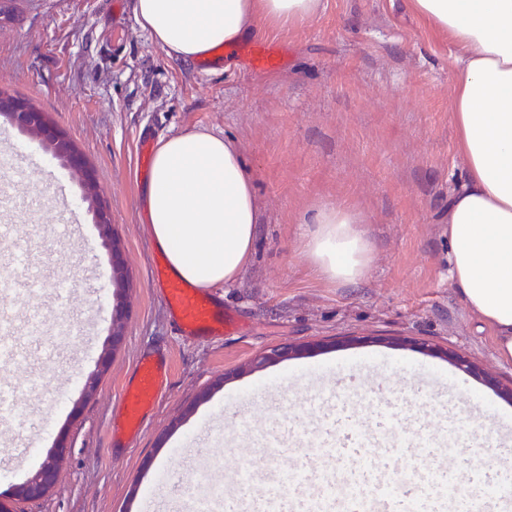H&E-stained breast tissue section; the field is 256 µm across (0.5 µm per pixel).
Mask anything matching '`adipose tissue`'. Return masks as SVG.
Listing matches in <instances>:
<instances>
[{"instance_id": "adipose-tissue-1", "label": "adipose tissue", "mask_w": 512, "mask_h": 512, "mask_svg": "<svg viewBox=\"0 0 512 512\" xmlns=\"http://www.w3.org/2000/svg\"><path fill=\"white\" fill-rule=\"evenodd\" d=\"M320 0H134L139 26L166 55L192 63L230 49L257 21L314 15ZM458 50L451 112L467 181L448 205L449 274L512 361V0H408ZM148 234L172 274L199 288L234 284L250 263L259 211L231 139L198 129L160 139L143 189ZM305 255L325 280L363 275L371 246L341 208L313 218Z\"/></svg>"}]
</instances>
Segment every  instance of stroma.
<instances>
[{"label":"stroma","instance_id":"1","mask_svg":"<svg viewBox=\"0 0 512 512\" xmlns=\"http://www.w3.org/2000/svg\"><path fill=\"white\" fill-rule=\"evenodd\" d=\"M255 38L284 46L278 69L252 71L233 57L203 70L169 58L137 23L133 0H12L0 14V91L30 101L71 139L111 213L128 272L123 342L84 398L83 377L112 333L111 303L90 271L110 262L79 177L59 169L91 246L82 253L55 239L51 255L74 290L58 311L76 320L95 303L103 317L91 347L59 341L56 360L42 365L45 399L33 410L35 449L25 468L16 469L14 449L0 446V512H140L153 462L170 455L181 465L221 459L230 479L243 461L268 453L249 446V436L285 421L315 426L322 399L307 385L272 404L250 402L239 414L240 438L228 443L204 436L207 420L244 393L327 364L345 374L390 362L394 402L421 404L432 426H452L472 403L512 412L511 401L445 359L391 344L425 341L512 384V362L498 358L492 329L448 277V203L466 170L450 112L456 61L447 36L407 0H321L314 17L260 26ZM188 128L235 140L260 212L250 264L235 284L212 290L241 328L204 341L180 336L152 292L158 252L134 176L140 135L156 141ZM336 205L359 216L372 245L368 269L352 286L318 277L303 253L310 218ZM288 342L322 348L249 370L256 354ZM147 353L171 355L167 387L140 432L109 448L121 385ZM419 370L439 376L444 389L420 393L412 384ZM63 434L69 446L54 489L39 501L17 498L16 486Z\"/></svg>","mask_w":512,"mask_h":512}]
</instances>
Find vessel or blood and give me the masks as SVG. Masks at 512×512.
Masks as SVG:
<instances>
[{
    "label": "vessel or blood",
    "mask_w": 512,
    "mask_h": 512,
    "mask_svg": "<svg viewBox=\"0 0 512 512\" xmlns=\"http://www.w3.org/2000/svg\"><path fill=\"white\" fill-rule=\"evenodd\" d=\"M239 54L252 69L268 70L278 66L281 50L253 44L241 47ZM38 147L33 139H0V151L11 157L8 174L0 176V251L9 255L0 264V365L13 372L0 379V436L11 440L27 425V406L43 388L36 359L56 354L49 330L79 345L97 326L93 316L81 322L52 318L41 300L46 268L36 260L35 249L44 238L45 200L30 194L26 174ZM151 282L181 336L216 338L235 327V317L221 316L212 296L169 276L163 266H154ZM167 371L165 359L138 360L121 395L128 427L141 424ZM389 405L390 394L383 389L370 401L366 416L355 417L347 407L325 416L323 426L306 440L309 454L296 467L241 466L230 490L211 462L193 464V491L176 512H512V495L495 485L470 486L450 456L412 482L397 483L393 461L402 452L415 454L423 446L467 448L471 441L462 421L446 434L401 429Z\"/></svg>",
    "instance_id": "obj_1"
}]
</instances>
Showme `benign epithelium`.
I'll return each instance as SVG.
<instances>
[{"label": "benign epithelium", "instance_id": "obj_1", "mask_svg": "<svg viewBox=\"0 0 512 512\" xmlns=\"http://www.w3.org/2000/svg\"><path fill=\"white\" fill-rule=\"evenodd\" d=\"M6 117L19 130L23 132H33L38 134L45 145L51 150L52 154L61 164L73 172L79 174L85 183V192L81 200H86L91 186L94 185L93 176L87 168L83 157L73 149L68 140L61 134L52 130L44 120L41 112H35L29 108L26 102L15 100L11 102ZM96 228L103 244L109 248L112 262V275L109 286L113 287V319L112 335L105 351L98 363L96 372L89 375L84 384V397H89L94 391L99 375L106 371L111 361V354L119 347L122 340L121 316L123 313L122 277L125 275V269L122 259V247L113 233L112 222L107 211L99 209L95 213ZM310 349L308 345H297L286 343L283 346L273 349L269 352L256 356L251 362V367L262 368L265 365L274 362L280 358L292 355H300ZM439 355L453 362L463 372L477 376L480 369L465 357L448 350H442ZM56 482V469L52 465L42 466L26 483L20 486L16 495L25 500H37L46 496L54 487Z\"/></svg>", "mask_w": 512, "mask_h": 512}]
</instances>
